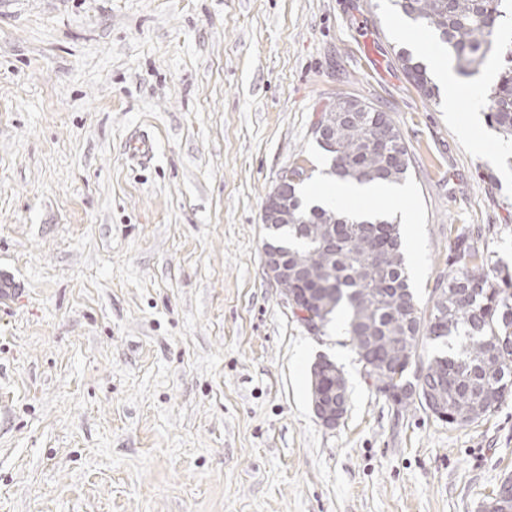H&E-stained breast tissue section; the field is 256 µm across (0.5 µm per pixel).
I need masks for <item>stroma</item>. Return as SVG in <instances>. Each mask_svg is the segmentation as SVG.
I'll return each mask as SVG.
<instances>
[{
    "instance_id": "35a3bbf8",
    "label": "stroma",
    "mask_w": 512,
    "mask_h": 512,
    "mask_svg": "<svg viewBox=\"0 0 512 512\" xmlns=\"http://www.w3.org/2000/svg\"><path fill=\"white\" fill-rule=\"evenodd\" d=\"M399 23L389 0H0V512H482L512 476V397L464 427L397 408L343 318L311 334L264 269L265 198L302 161L325 181L339 96L412 154L382 208L421 310L454 229L512 267V140L417 92ZM348 403L349 398L342 391L328 395L317 393L311 407L315 418L323 427L335 428L346 415Z\"/></svg>"
}]
</instances>
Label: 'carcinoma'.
Returning <instances> with one entry per match:
<instances>
[{"label":"carcinoma","mask_w":512,"mask_h":512,"mask_svg":"<svg viewBox=\"0 0 512 512\" xmlns=\"http://www.w3.org/2000/svg\"><path fill=\"white\" fill-rule=\"evenodd\" d=\"M394 9L436 33L447 45L456 72L473 77L512 22L508 0H390ZM404 75L427 99L438 89L427 66L402 50ZM489 125L512 136V50L490 90ZM344 97L321 110L316 122L329 126L328 141H317L330 160L329 174L342 180L404 182L412 159L388 113L368 111L345 119ZM295 223L278 228L270 246L285 252L300 277L288 284L318 301L315 316L329 323L347 318V332L377 392L400 375L398 384L439 388L443 422L467 426L496 412L512 395V274L484 254L481 232L456 233L448 274L435 289L432 309L416 305L406 268L400 225L388 217L357 222L335 208H307L298 189L288 195ZM434 346L416 361L418 345Z\"/></svg>","instance_id":"carcinoma-1"}]
</instances>
